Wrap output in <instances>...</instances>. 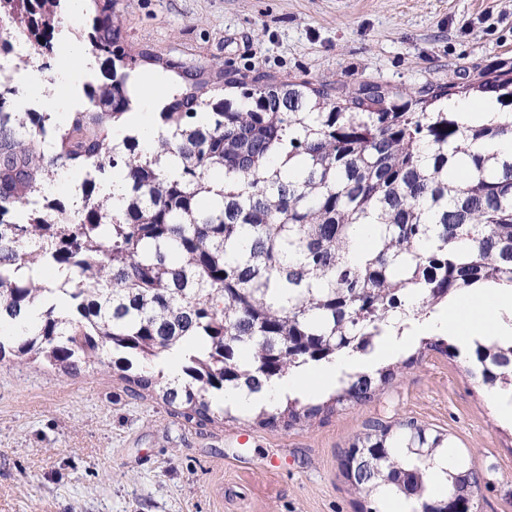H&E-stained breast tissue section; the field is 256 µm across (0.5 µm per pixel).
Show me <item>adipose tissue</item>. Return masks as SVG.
<instances>
[{
  "instance_id": "ef3b65f1",
  "label": "adipose tissue",
  "mask_w": 512,
  "mask_h": 512,
  "mask_svg": "<svg viewBox=\"0 0 512 512\" xmlns=\"http://www.w3.org/2000/svg\"><path fill=\"white\" fill-rule=\"evenodd\" d=\"M163 95L155 84L138 86L136 100L125 119L112 131L114 142H121L126 134L140 137L144 151H152L162 133L159 112ZM413 328L426 336H453L463 351H471L475 341L496 340L512 343V284L501 283L469 288L449 298L445 307L429 317L413 321ZM349 361L341 355L335 361L317 366H304L285 377L267 382L260 391L247 387L231 388L214 398L216 404L233 406L247 414L256 407L276 405L288 393L315 397L335 388L341 371Z\"/></svg>"
}]
</instances>
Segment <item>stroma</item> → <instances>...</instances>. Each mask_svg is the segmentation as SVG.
<instances>
[{
    "mask_svg": "<svg viewBox=\"0 0 512 512\" xmlns=\"http://www.w3.org/2000/svg\"><path fill=\"white\" fill-rule=\"evenodd\" d=\"M116 12L135 47L248 79L416 89L512 69V0H118ZM473 369L429 351L372 401L287 427L186 420L133 393L108 351L75 376L7 358L0 512H365L341 463L378 419L447 434L484 476L473 512H512V427Z\"/></svg>",
    "mask_w": 512,
    "mask_h": 512,
    "instance_id": "35a3bbf8",
    "label": "stroma"
}]
</instances>
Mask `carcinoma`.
Listing matches in <instances>:
<instances>
[{"instance_id":"1","label":"carcinoma","mask_w":512,"mask_h":512,"mask_svg":"<svg viewBox=\"0 0 512 512\" xmlns=\"http://www.w3.org/2000/svg\"><path fill=\"white\" fill-rule=\"evenodd\" d=\"M99 1L84 42L109 64L94 100L111 108L0 112V321L11 323L0 359L42 357L71 374L108 348L128 382L159 388L189 421L211 422L214 391H258L340 352L373 350L412 294L423 316L477 282L512 284V157L485 151L512 136V122L463 126L437 105L458 94L452 84L336 93L134 52L116 0ZM19 2L30 35L52 45L61 0ZM145 65L178 78L159 113L169 134L152 154L135 135L112 140ZM467 91L512 108V69ZM47 128L48 154L34 145ZM460 163L472 173L455 184ZM71 171L82 173L79 195L47 190ZM117 171L126 179L119 209ZM216 171L224 183L210 180ZM364 229L374 248L353 264L349 249ZM45 267L62 281L38 283ZM189 334L199 344L184 356L182 380L161 383L152 367ZM474 361L483 384L512 391V346L480 345ZM393 376L390 365L353 374L326 405L289 398L257 419L293 426L363 404ZM352 447L380 452L344 469L352 487L370 496L390 486L414 497L413 512L426 502L452 512L484 482L448 438L415 421L373 422ZM439 448L448 449L451 492L434 500L428 469Z\"/></svg>"}]
</instances>
